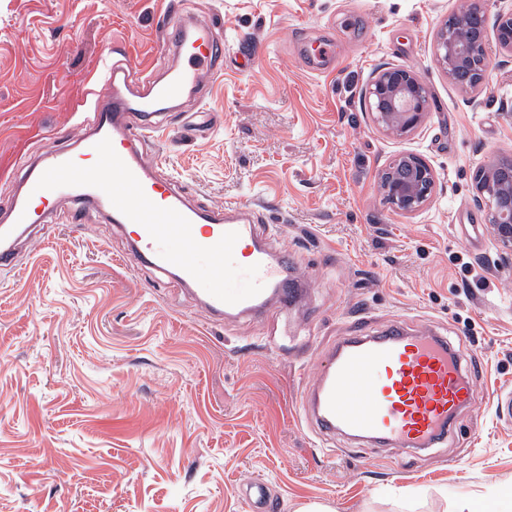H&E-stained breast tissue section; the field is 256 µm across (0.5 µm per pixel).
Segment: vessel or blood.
<instances>
[{"mask_svg": "<svg viewBox=\"0 0 512 512\" xmlns=\"http://www.w3.org/2000/svg\"><path fill=\"white\" fill-rule=\"evenodd\" d=\"M160 30L180 65L161 77L103 65L95 81L94 132L81 152L50 153L21 170L9 221L0 226V270H20L17 242L43 222L34 200L103 202L113 223L130 229V262L178 279L211 318L257 312L283 294L287 260L269 251L253 204L200 209L176 178L158 175L143 151L161 127L160 104L178 108L188 86L220 73L224 25L184 21L174 6ZM472 368L447 337L395 324L375 335L340 339L300 408L314 416L324 437L435 448L447 441L457 411L477 399Z\"/></svg>", "mask_w": 512, "mask_h": 512, "instance_id": "vessel-or-blood-1", "label": "vessel or blood"}]
</instances>
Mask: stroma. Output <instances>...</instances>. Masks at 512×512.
Segmentation results:
<instances>
[{
  "label": "stroma",
  "instance_id": "stroma-1",
  "mask_svg": "<svg viewBox=\"0 0 512 512\" xmlns=\"http://www.w3.org/2000/svg\"><path fill=\"white\" fill-rule=\"evenodd\" d=\"M224 22V71L185 96L146 155L204 207L254 204L308 303L212 321L179 283L125 262L128 234L87 204L79 224L27 241L0 270V512H457L461 496L512 512V266L500 258L476 169L512 158V55L462 92L438 63L464 0H0V221L18 167L76 150L92 79L116 62L164 72L156 18L171 2ZM335 44L316 74L308 56ZM411 68L430 106L393 138L364 91ZM209 129L187 133L195 112ZM413 153L438 177L421 211L383 201L378 174ZM399 322L462 343L485 368L478 402L441 447L415 455L320 447L296 403L339 337Z\"/></svg>",
  "mask_w": 512,
  "mask_h": 512
}]
</instances>
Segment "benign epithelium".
Here are the masks:
<instances>
[{
    "mask_svg": "<svg viewBox=\"0 0 512 512\" xmlns=\"http://www.w3.org/2000/svg\"><path fill=\"white\" fill-rule=\"evenodd\" d=\"M489 0H467L455 13L453 26L440 28L435 52L441 66L464 75L459 87L466 92L481 88L487 80L491 49L486 36ZM495 44L512 54V11L498 15ZM375 124L393 137L405 136L421 126L427 114V87L410 69H383L365 91ZM501 161L475 174L476 190L491 209L490 228L502 251L503 261L512 263V179L500 175ZM380 192L392 209L411 214L422 210L436 192L437 176L423 158L402 155L379 174Z\"/></svg>",
    "mask_w": 512,
    "mask_h": 512,
    "instance_id": "1",
    "label": "benign epithelium"
}]
</instances>
